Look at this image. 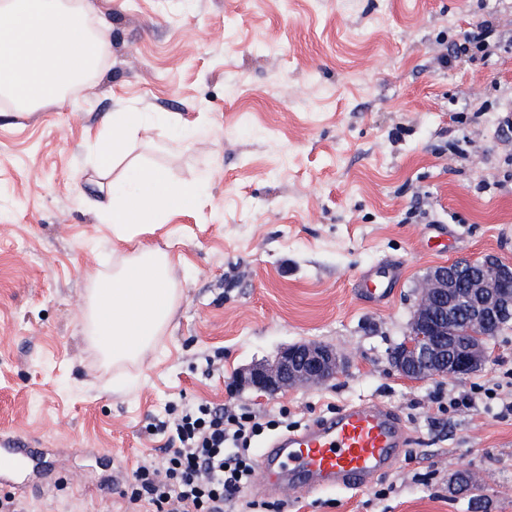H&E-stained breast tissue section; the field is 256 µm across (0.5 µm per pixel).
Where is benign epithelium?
I'll use <instances>...</instances> for the list:
<instances>
[{"instance_id": "obj_1", "label": "benign epithelium", "mask_w": 512, "mask_h": 512, "mask_svg": "<svg viewBox=\"0 0 512 512\" xmlns=\"http://www.w3.org/2000/svg\"><path fill=\"white\" fill-rule=\"evenodd\" d=\"M510 319L512 264L487 256L477 268L470 259L437 267L427 275L410 334L393 352L392 365L411 380L467 376L486 364L489 337L463 334L457 324L467 321L489 330ZM345 361L333 346L296 343L242 372L239 382L275 396L295 387L319 386L336 376Z\"/></svg>"}]
</instances>
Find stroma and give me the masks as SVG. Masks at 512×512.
Listing matches in <instances>:
<instances>
[{
    "instance_id": "stroma-1",
    "label": "stroma",
    "mask_w": 512,
    "mask_h": 512,
    "mask_svg": "<svg viewBox=\"0 0 512 512\" xmlns=\"http://www.w3.org/2000/svg\"><path fill=\"white\" fill-rule=\"evenodd\" d=\"M90 2L109 40L100 73L33 112L0 97V429L48 449L52 470L25 512H126L123 483L166 445L149 424L199 401L302 425L346 404L398 412L412 444L390 471L288 512H512V330L462 378L390 364L431 268L512 263V0ZM484 20L492 55L439 68L442 41ZM124 109L149 117L131 156L201 188L148 237L174 259L172 321L116 370L81 321L112 260L91 140ZM388 270L386 303L358 295L362 274ZM298 342L350 361L276 396L238 385ZM475 384L495 393L479 409L430 401ZM460 470L472 493L453 492Z\"/></svg>"
}]
</instances>
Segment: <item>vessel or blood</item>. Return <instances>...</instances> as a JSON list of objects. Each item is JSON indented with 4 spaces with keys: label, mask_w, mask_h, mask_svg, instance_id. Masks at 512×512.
Segmentation results:
<instances>
[{
    "label": "vessel or blood",
    "mask_w": 512,
    "mask_h": 512,
    "mask_svg": "<svg viewBox=\"0 0 512 512\" xmlns=\"http://www.w3.org/2000/svg\"><path fill=\"white\" fill-rule=\"evenodd\" d=\"M410 444L397 412L377 403L346 405L275 439L260 457L263 487L300 495L326 486L357 489L384 474ZM38 458L36 449L18 446L11 435L0 434L1 481L15 475L20 460Z\"/></svg>",
    "instance_id": "obj_1"
}]
</instances>
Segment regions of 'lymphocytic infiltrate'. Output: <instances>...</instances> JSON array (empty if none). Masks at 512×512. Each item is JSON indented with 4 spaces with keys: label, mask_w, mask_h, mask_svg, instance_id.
<instances>
[{
    "label": "lymphocytic infiltrate",
    "mask_w": 512,
    "mask_h": 512,
    "mask_svg": "<svg viewBox=\"0 0 512 512\" xmlns=\"http://www.w3.org/2000/svg\"><path fill=\"white\" fill-rule=\"evenodd\" d=\"M287 423L240 405H187L151 424L166 446L133 471L125 497L136 512H224L256 476L253 439Z\"/></svg>",
    "instance_id": "1"
}]
</instances>
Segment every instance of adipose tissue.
I'll use <instances>...</instances> for the list:
<instances>
[{
	"mask_svg": "<svg viewBox=\"0 0 512 512\" xmlns=\"http://www.w3.org/2000/svg\"><path fill=\"white\" fill-rule=\"evenodd\" d=\"M107 42L103 30L90 26L82 2L0 0V94L21 111L59 103L98 72ZM146 125L144 113H113L93 161L109 196L103 221L112 230V265L92 276L82 325L116 367L139 361L154 346L178 299L170 255L142 236L188 210L198 194L197 183L128 157L127 141Z\"/></svg>",
	"mask_w": 512,
	"mask_h": 512,
	"instance_id": "adipose-tissue-1",
	"label": "adipose tissue"
}]
</instances>
